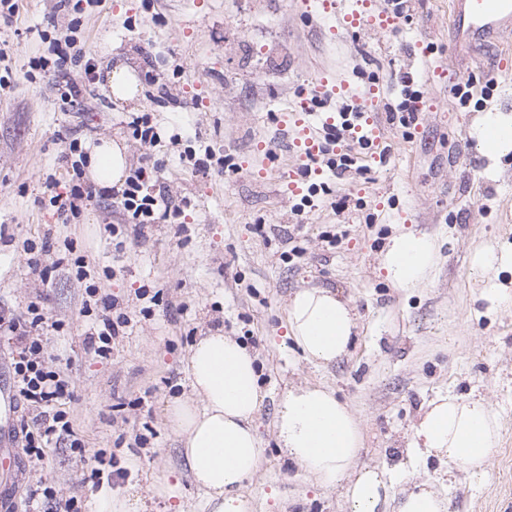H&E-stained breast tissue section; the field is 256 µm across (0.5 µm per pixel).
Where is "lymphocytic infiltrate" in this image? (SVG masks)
I'll list each match as a JSON object with an SVG mask.
<instances>
[{"label":"lymphocytic infiltrate","instance_id":"lymphocytic-infiltrate-1","mask_svg":"<svg viewBox=\"0 0 512 512\" xmlns=\"http://www.w3.org/2000/svg\"><path fill=\"white\" fill-rule=\"evenodd\" d=\"M82 67L87 84L97 80V66L87 58L83 50L82 22L72 19L64 37V43L54 46L51 55L36 59L34 69L39 76L51 77L60 100L66 104L78 101L83 89L67 80L68 66ZM63 161L70 167L68 189L50 196V203L66 216L80 217L84 207L94 194L84 180L87 153L81 140L67 144ZM160 161L145 162L128 175L123 185L113 187L112 200L121 207L122 215L136 230L153 224H171L179 219L182 210L173 200L158 194L156 174ZM87 297L101 307L100 324L85 339V345L95 356L105 358L112 352V340L122 327L128 326L127 313H114L112 302L99 298L95 285L85 288ZM46 317L37 304H30L27 317L18 321L0 316V333L9 334L12 341V375L16 398L24 411L31 414L32 422H20L18 434L23 451L31 465H39L45 457L46 445L55 439L68 440L74 452L85 453L86 444L73 429L66 404L72 394L68 380L50 362L43 340Z\"/></svg>","mask_w":512,"mask_h":512}]
</instances>
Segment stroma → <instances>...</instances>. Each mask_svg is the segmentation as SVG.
I'll return each mask as SVG.
<instances>
[{"mask_svg":"<svg viewBox=\"0 0 512 512\" xmlns=\"http://www.w3.org/2000/svg\"><path fill=\"white\" fill-rule=\"evenodd\" d=\"M409 6L398 25L365 30L344 26L322 0H70L65 9L57 0H18L13 21L0 20V75L9 80L0 90V315H25L38 301L63 321L46 343L70 381L66 409L86 445L109 456L99 481L68 443L48 448L16 487L11 512H29L27 490L44 480L77 497L81 512H95L106 491L136 500L138 512H204L166 408L191 398L189 349L218 329L255 354L265 393L255 424L266 460L244 485L251 512H345L339 491L315 487L278 446L273 420L293 385H322L347 402L361 419L360 464L400 466V488L415 475L432 478L448 512H502L512 502V306L490 311L471 275L478 248L512 246V154L483 156L476 139L485 107L512 103V79L496 70L508 48L491 38L479 54L458 56L448 0ZM77 13L97 67L119 61L136 73L134 100L97 83L63 109L52 80L27 79L30 58L47 48L41 31L65 34ZM424 37L427 53L410 55ZM409 67L420 74L423 104L404 127L385 108L400 101ZM461 75L473 83L464 105L451 89ZM323 78L349 87L336 97L337 112L354 94L380 89L384 108L370 118L399 156L341 175L313 165L305 182L319 189L304 207L279 149ZM132 112L154 114L160 143L129 137ZM176 133L180 141L171 142ZM73 138L118 142L131 169L163 160L157 188L182 206L184 224L138 233L99 198L65 221L44 190L65 183L59 156ZM207 148L231 155L237 171L194 172L187 152ZM112 224L122 225L119 236ZM399 225L429 235L439 252L429 279L410 291L378 270ZM48 233L73 239L92 281L77 279L67 262L40 278L24 246ZM294 244L301 253L291 254ZM91 282L132 319L106 359L83 345ZM313 287L336 291L358 316L348 354L325 367L283 339L291 297ZM448 391L481 394L500 418L485 474L409 453L424 407ZM143 431L147 444L133 447ZM165 482L179 483L180 497L159 496Z\"/></svg>","mask_w":512,"mask_h":512,"instance_id":"stroma-1","label":"stroma"}]
</instances>
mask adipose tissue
<instances>
[{"label": "adipose tissue", "instance_id": "ef3b65f1", "mask_svg": "<svg viewBox=\"0 0 512 512\" xmlns=\"http://www.w3.org/2000/svg\"><path fill=\"white\" fill-rule=\"evenodd\" d=\"M90 175L103 187L123 184L122 148L106 140L89 147ZM434 240L414 231L392 235L380 267L394 287H419L436 268ZM286 336L304 358L328 365L348 352L356 320L347 301L328 288H303L287 307ZM194 400L174 402L172 429L194 483L210 512H249L240 489L259 469L265 450L253 426L264 393L253 354L223 333L198 340L188 357ZM497 413L482 398L454 393L430 401L414 427L419 453L483 474L498 444ZM284 454L326 489H342L347 512H448L444 497L420 481L393 493L392 475L378 467H358L362 447L359 419L349 404L319 386L289 388L275 416Z\"/></svg>", "mask_w": 512, "mask_h": 512}]
</instances>
